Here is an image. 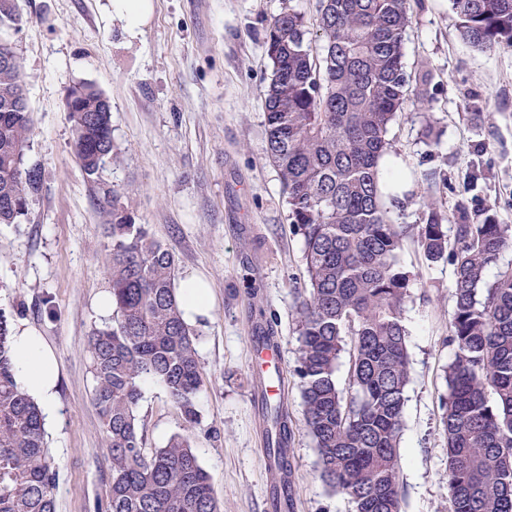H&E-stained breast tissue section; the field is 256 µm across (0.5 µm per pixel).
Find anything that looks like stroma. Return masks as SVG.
Segmentation results:
<instances>
[{"mask_svg":"<svg viewBox=\"0 0 512 512\" xmlns=\"http://www.w3.org/2000/svg\"><path fill=\"white\" fill-rule=\"evenodd\" d=\"M148 24L130 30L109 0H18L11 39L22 58L33 136L25 166L41 189L19 223L0 224V310L34 327L53 349L58 415L47 430L58 476L56 512H96L112 474L91 399L89 336L108 323L96 307L108 284L110 241L102 207L77 161L65 97L79 83L109 100L118 158L102 177L134 223L175 255L178 274L199 276L211 306L194 324L203 387L191 445L212 477L221 512H273L266 418L256 396L252 347L270 323L283 370L290 430V512H352L319 478L293 369L300 237L289 229L277 170L264 156L262 89L271 19L291 7L306 21L316 0H153ZM406 69L427 112L405 106L389 136L405 182L386 202L399 224H421L428 192L457 221L459 207L493 204L512 224V47L482 52L458 35L449 0H412ZM435 144L421 136L425 120ZM420 279L405 310L410 356L401 448L404 512H450L447 457L438 425L454 357L448 346L453 268L425 261L414 241L399 254ZM137 414L145 448L183 430L166 390L143 382Z\"/></svg>","mask_w":512,"mask_h":512,"instance_id":"35a3bbf8","label":"stroma"}]
</instances>
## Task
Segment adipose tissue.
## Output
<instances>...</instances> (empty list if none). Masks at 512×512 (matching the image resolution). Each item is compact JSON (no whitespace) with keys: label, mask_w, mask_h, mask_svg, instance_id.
Returning <instances> with one entry per match:
<instances>
[{"label":"adipose tissue","mask_w":512,"mask_h":512,"mask_svg":"<svg viewBox=\"0 0 512 512\" xmlns=\"http://www.w3.org/2000/svg\"><path fill=\"white\" fill-rule=\"evenodd\" d=\"M12 359L18 387L38 403L46 422H55L57 365L53 350L34 331L23 327L14 333Z\"/></svg>","instance_id":"ef3b65f1"}]
</instances>
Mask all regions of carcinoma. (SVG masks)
<instances>
[{
    "mask_svg": "<svg viewBox=\"0 0 512 512\" xmlns=\"http://www.w3.org/2000/svg\"><path fill=\"white\" fill-rule=\"evenodd\" d=\"M411 0H318L315 42L304 15L288 8L266 34L272 78L263 91L265 155L277 169L291 232L303 243L306 286L297 291L303 420L319 476L353 512H403L400 448L409 353L405 308L418 274L401 264L409 235L426 260L453 267L445 372L448 397L440 430L451 512H512V225L493 205L444 223L427 199L424 224H398L379 183L380 161L394 152L391 125L409 96L403 62ZM461 37L474 48L512 46V0H451ZM21 21L16 0H0V29ZM21 59L0 68V224H16L41 187L24 167L33 132ZM73 145L80 168L109 207L106 262L112 324L89 339L92 400L112 458L102 512H221L211 477L188 432L199 422L202 375L195 334L183 318L177 261L136 224L102 179L112 148L109 105L94 85L69 89ZM494 278L487 279L490 268ZM12 315L0 310V512H56V470L39 405L21 392L11 359ZM349 356L345 386L336 371ZM153 379L178 406L187 434L151 455L137 407ZM273 458L288 470L287 416L266 403Z\"/></svg>",
    "mask_w": 512,
    "mask_h": 512,
    "instance_id": "carcinoma-1",
    "label": "carcinoma"
}]
</instances>
